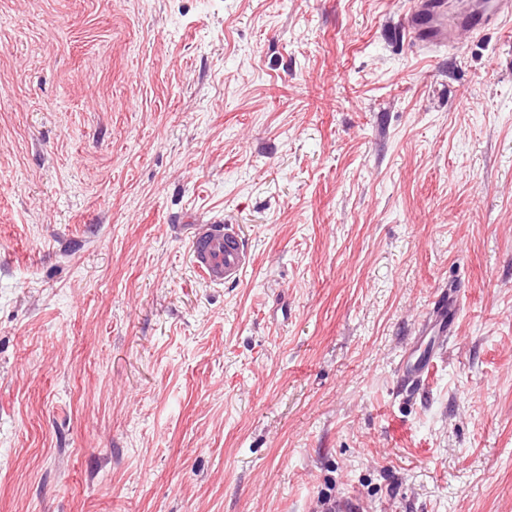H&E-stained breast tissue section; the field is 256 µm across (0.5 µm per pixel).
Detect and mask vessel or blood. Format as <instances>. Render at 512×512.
<instances>
[{"label": "vessel or blood", "mask_w": 512, "mask_h": 512, "mask_svg": "<svg viewBox=\"0 0 512 512\" xmlns=\"http://www.w3.org/2000/svg\"><path fill=\"white\" fill-rule=\"evenodd\" d=\"M512 21V0H469L465 10L449 17L446 0H411L404 20L408 37L419 46H452L461 36L482 31L493 21ZM195 268L212 283L240 280L251 255L235 225L219 220L185 227ZM460 309L457 295L435 304L422 332L434 337L448 335ZM432 367L427 356L405 354L400 362V386L415 390Z\"/></svg>", "instance_id": "1"}]
</instances>
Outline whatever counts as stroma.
<instances>
[{"label": "stroma", "mask_w": 512, "mask_h": 512, "mask_svg": "<svg viewBox=\"0 0 512 512\" xmlns=\"http://www.w3.org/2000/svg\"><path fill=\"white\" fill-rule=\"evenodd\" d=\"M408 6L0 0V512H512V28ZM511 18V0H472L451 23L446 0H411L404 29L418 46L449 47L462 35L478 33L492 21L500 20L510 27ZM189 239L193 264L217 285L238 282L251 263V255L235 224L211 220L183 224ZM460 309L459 298L452 290H448V298L435 304L429 321L424 325L422 333L431 335L433 347L428 356L415 358L414 352L405 354L400 362V386L406 391L415 390L423 381L424 375L429 373L431 353L436 344L438 336H447L450 333L456 313Z\"/></svg>", "instance_id": "1"}]
</instances>
